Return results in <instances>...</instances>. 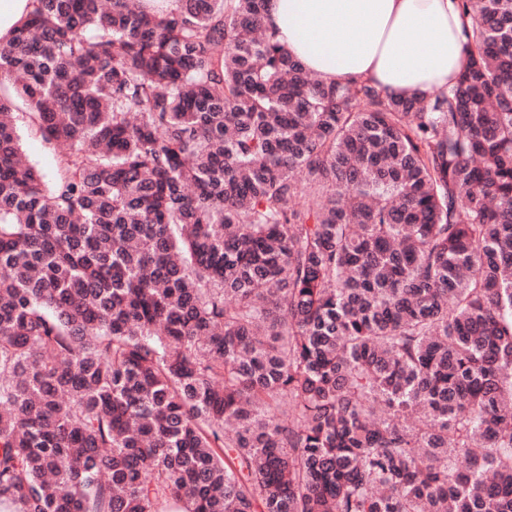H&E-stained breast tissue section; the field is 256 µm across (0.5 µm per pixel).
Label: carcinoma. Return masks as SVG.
Returning <instances> with one entry per match:
<instances>
[{"instance_id":"1","label":"carcinoma","mask_w":512,"mask_h":512,"mask_svg":"<svg viewBox=\"0 0 512 512\" xmlns=\"http://www.w3.org/2000/svg\"><path fill=\"white\" fill-rule=\"evenodd\" d=\"M177 3L0 48V505L512 512V0L421 99ZM15 112L17 113L16 123L18 131L22 136L28 160L35 165L50 169L53 164L51 152L45 147L41 139L34 133H31L27 128L25 112H28V110L23 105L19 104Z\"/></svg>"}]
</instances>
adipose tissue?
I'll return each instance as SVG.
<instances>
[{"label":"adipose tissue","instance_id":"1","mask_svg":"<svg viewBox=\"0 0 512 512\" xmlns=\"http://www.w3.org/2000/svg\"><path fill=\"white\" fill-rule=\"evenodd\" d=\"M266 25L329 84L425 97L467 63L459 0H270Z\"/></svg>","mask_w":512,"mask_h":512}]
</instances>
